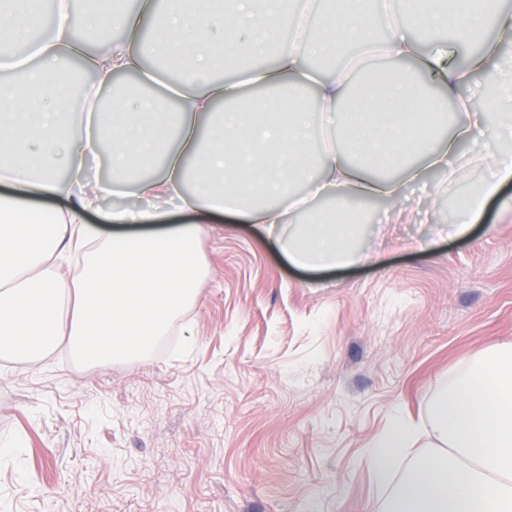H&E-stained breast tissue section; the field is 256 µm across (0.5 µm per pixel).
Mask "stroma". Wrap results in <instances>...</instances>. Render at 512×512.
<instances>
[{"mask_svg": "<svg viewBox=\"0 0 512 512\" xmlns=\"http://www.w3.org/2000/svg\"><path fill=\"white\" fill-rule=\"evenodd\" d=\"M458 193L428 175L406 224L370 205L357 247L382 265L298 270L256 225L212 220L197 300L162 348L0 359V512H386L396 486L376 482L368 443L401 416L412 464L435 400L512 345L511 184L466 235L395 245L447 225Z\"/></svg>", "mask_w": 512, "mask_h": 512, "instance_id": "35a3bbf8", "label": "stroma"}]
</instances>
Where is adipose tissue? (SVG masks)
<instances>
[{
    "mask_svg": "<svg viewBox=\"0 0 512 512\" xmlns=\"http://www.w3.org/2000/svg\"><path fill=\"white\" fill-rule=\"evenodd\" d=\"M284 0H142L138 11L114 10L112 23L124 38L87 47L77 38L69 12L56 16L53 36H31L39 0H0V49L20 44L36 57L27 70V92L0 84V179L23 185L20 193L0 192V355L37 364L60 345L78 359L106 364L148 353L171 321L195 300L202 275L195 225L159 231L157 209L145 199L171 203L195 214L198 222L231 212L267 232L290 264L307 269L369 260L384 264V252L366 255L353 241L359 227L344 215L361 202L388 200L385 220L408 219L398 202L406 184L424 170L460 175L449 167L464 143H484L473 161L486 163L478 188L457 207L453 228L466 232L487 201L512 182V11L485 0L473 10L469 0H401L389 12L385 58L409 61L389 75L378 93L383 110L369 109L349 94L353 58L322 77L314 58L348 44H364L371 0H325V25L318 41L304 29L307 7L285 9ZM494 39H486L487 31ZM477 44L465 68L448 63L450 45ZM276 49L273 67L242 71L233 81L212 79L225 53L257 57ZM164 53L181 77L168 94L179 105L166 112L153 94L124 99L96 114L95 132L77 133L68 119L72 89L47 88L71 59L80 60L97 87L122 74L140 73L151 55ZM435 79L445 100L455 105L456 128L436 137L419 92L424 78ZM286 87L287 97L315 93L320 119L336 131L337 145L319 155L309 150V115L281 112L285 97L269 95ZM484 97L486 110L472 114L468 94ZM104 152L114 179L135 166L164 159V173L137 182L141 201L106 211L112 224H134V233L101 237L87 224L101 209L111 186L92 187L85 160ZM64 177H57V170ZM195 186L185 190V179ZM307 181L310 197L296 194ZM330 202L315 209L313 200ZM303 214L307 223L292 224ZM82 253L83 270L65 280L60 262ZM412 435L404 419L371 440L367 456L375 479L387 484Z\"/></svg>",
    "mask_w": 512,
    "mask_h": 512,
    "instance_id": "ef3b65f1",
    "label": "adipose tissue"
}]
</instances>
